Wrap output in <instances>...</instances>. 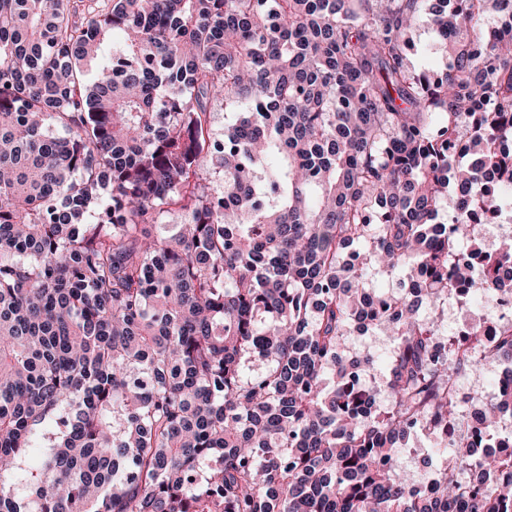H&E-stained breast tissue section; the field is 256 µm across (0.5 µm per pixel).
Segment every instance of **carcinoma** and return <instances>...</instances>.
I'll return each instance as SVG.
<instances>
[{
  "mask_svg": "<svg viewBox=\"0 0 512 512\" xmlns=\"http://www.w3.org/2000/svg\"><path fill=\"white\" fill-rule=\"evenodd\" d=\"M424 2L0 0V512H512L461 436L427 489L399 465L448 444L460 371L512 367V329L482 355L419 314L460 246L487 293L512 266L469 207L512 193V15ZM424 26L441 75L407 63ZM369 267L398 290L366 313ZM360 317L395 340L367 417ZM417 444H423L424 448H417V453L409 454V449L414 448ZM428 437L423 433H418L416 436H412L409 439L403 454L400 455L399 461L406 471L414 473L416 480L420 474H423L427 470V461L430 463L435 462V452L431 447Z\"/></svg>",
  "mask_w": 512,
  "mask_h": 512,
  "instance_id": "1",
  "label": "carcinoma"
}]
</instances>
